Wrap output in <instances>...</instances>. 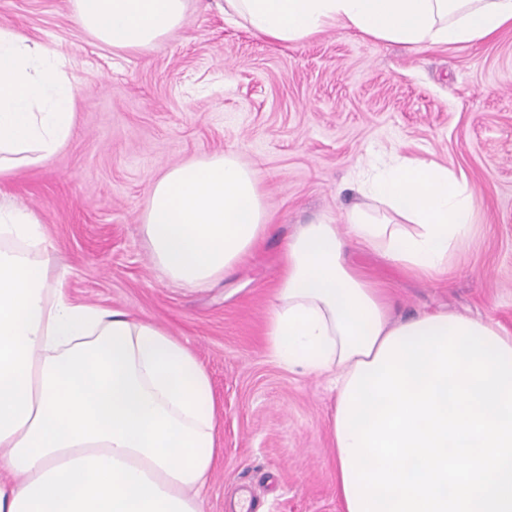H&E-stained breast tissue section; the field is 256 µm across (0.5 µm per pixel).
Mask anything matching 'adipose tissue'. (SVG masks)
Listing matches in <instances>:
<instances>
[{
    "mask_svg": "<svg viewBox=\"0 0 512 512\" xmlns=\"http://www.w3.org/2000/svg\"><path fill=\"white\" fill-rule=\"evenodd\" d=\"M188 0H71L102 44L146 51ZM225 19L284 43L329 28L416 51L466 47L512 26V0H224ZM75 99L52 52L0 27V180L67 144ZM357 178L368 205L346 232L299 225L282 258L266 336L285 368L327 378L331 448L345 458L343 393L393 334L473 325L512 349V331L446 310L393 320L382 290L354 266L361 246L417 278L451 273L478 220L474 190L447 165L404 155ZM273 222L259 170L227 152L166 169L141 215L151 257L175 285L230 274ZM46 238L27 208L0 204V512H201L217 451L209 376L153 321L71 301L50 285Z\"/></svg>",
    "mask_w": 512,
    "mask_h": 512,
    "instance_id": "obj_1",
    "label": "adipose tissue"
}]
</instances>
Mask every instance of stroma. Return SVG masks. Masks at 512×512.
<instances>
[{
	"label": "stroma",
	"instance_id": "35a3bbf8",
	"mask_svg": "<svg viewBox=\"0 0 512 512\" xmlns=\"http://www.w3.org/2000/svg\"><path fill=\"white\" fill-rule=\"evenodd\" d=\"M0 26L54 51L77 112L68 144L1 182L0 202L34 212L72 301L167 328L207 371L219 449L203 512H227L243 486L255 512H340L332 397L275 361L265 330L289 237L321 218L344 225L356 166L395 151L450 164L477 193L478 228L449 276L417 279L351 248L396 316L448 309L512 330V30L423 52L338 30L278 43L225 20L220 0H189L181 27L142 52L97 41L70 0H0ZM229 151L264 174L275 222L224 280L175 286L142 230L152 183Z\"/></svg>",
	"mask_w": 512,
	"mask_h": 512
}]
</instances>
